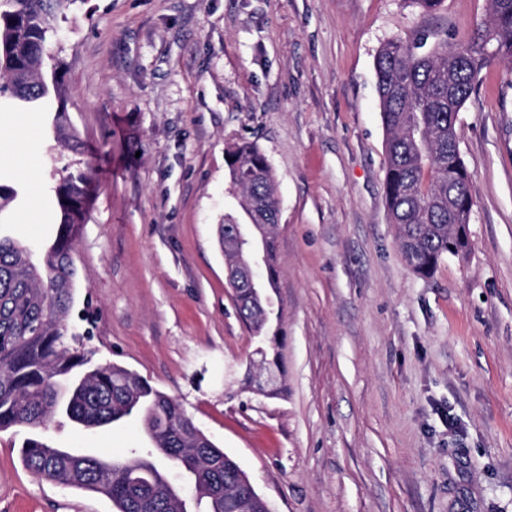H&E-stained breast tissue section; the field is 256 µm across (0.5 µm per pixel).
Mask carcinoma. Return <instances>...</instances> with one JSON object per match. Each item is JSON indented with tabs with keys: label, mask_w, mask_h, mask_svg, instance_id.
I'll return each mask as SVG.
<instances>
[{
	"label": "carcinoma",
	"mask_w": 512,
	"mask_h": 512,
	"mask_svg": "<svg viewBox=\"0 0 512 512\" xmlns=\"http://www.w3.org/2000/svg\"><path fill=\"white\" fill-rule=\"evenodd\" d=\"M77 0H0V96L7 94L36 109L56 100L54 134L71 151L79 149L70 130L63 91L45 73L55 60L59 18ZM491 17L477 23L469 38L443 40L426 48L415 42H386L375 58L376 89L386 130V201L397 227L406 263L427 277L446 255L467 252V225L473 207L470 175L460 155L456 119L483 70L512 62V0H490ZM231 183L241 190V207L253 205L254 222L266 226L260 285L230 284L241 320L257 338L261 370L281 367L277 334H269L276 287L275 243L279 202L276 179L266 157L252 144L231 152ZM91 178L70 173L55 186L61 217L54 242L40 263L33 246L0 237V431L23 427L31 432L21 454L27 468L65 486L101 493L117 512H189L166 474L164 464L182 471L194 488L195 508L233 512L230 498L246 501L244 512H263V500L246 473L218 447L180 405L132 371L112 364L94 365L70 347L80 335L68 322L75 304L77 271L73 239L88 220ZM225 263L234 265L231 248L242 242L241 225L231 219L217 227ZM56 417L86 429L124 419L140 420L153 443L132 448L123 458L53 448L39 436Z\"/></svg>",
	"instance_id": "cac0c4a2"
}]
</instances>
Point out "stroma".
Segmentation results:
<instances>
[{
    "mask_svg": "<svg viewBox=\"0 0 512 512\" xmlns=\"http://www.w3.org/2000/svg\"><path fill=\"white\" fill-rule=\"evenodd\" d=\"M489 0H77L51 50L82 147L50 112L0 102V234L49 245L60 177L91 171L73 313L97 364L174 398L272 512H512V64L480 75L456 121L472 179L470 249L434 274L404 261L385 193L374 59L382 43L466 40ZM29 126L25 180L14 131ZM277 182L285 393L249 388L216 226L239 215L238 144ZM0 432V512H115L26 468ZM56 448L119 457L139 421L58 418Z\"/></svg>",
    "mask_w": 512,
    "mask_h": 512,
    "instance_id": "1",
    "label": "stroma"
}]
</instances>
